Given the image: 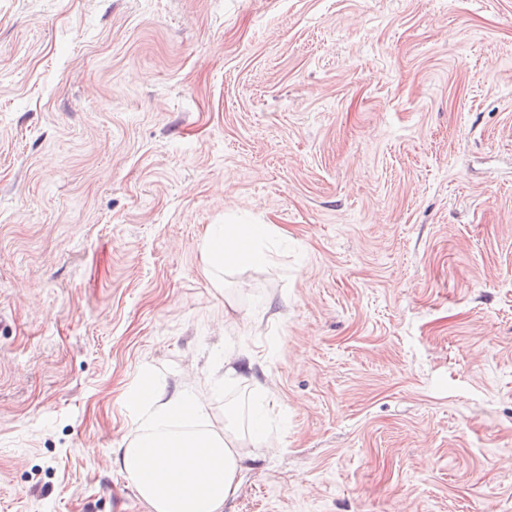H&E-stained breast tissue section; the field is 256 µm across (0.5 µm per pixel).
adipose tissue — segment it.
<instances>
[{
    "mask_svg": "<svg viewBox=\"0 0 512 512\" xmlns=\"http://www.w3.org/2000/svg\"><path fill=\"white\" fill-rule=\"evenodd\" d=\"M271 234L268 224L210 225L202 247L206 275L242 263L270 265L263 243ZM127 401L148 408L150 416L147 426L134 428L115 463L149 512H222L238 490L243 460L266 444L260 421L244 431L231 424L220 432L200 425L185 429L205 398L183 386L133 391Z\"/></svg>",
    "mask_w": 512,
    "mask_h": 512,
    "instance_id": "obj_1",
    "label": "adipose tissue"
}]
</instances>
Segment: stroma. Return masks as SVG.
I'll return each mask as SVG.
<instances>
[{"label":"stroma","instance_id":"35a3bbf8","mask_svg":"<svg viewBox=\"0 0 512 512\" xmlns=\"http://www.w3.org/2000/svg\"><path fill=\"white\" fill-rule=\"evenodd\" d=\"M256 378L224 512H512V0H0V512H148L128 392ZM272 234L270 224H212L203 240L202 255L206 275L214 279L217 271L245 263L266 267L272 254L263 241Z\"/></svg>","mask_w":512,"mask_h":512}]
</instances>
